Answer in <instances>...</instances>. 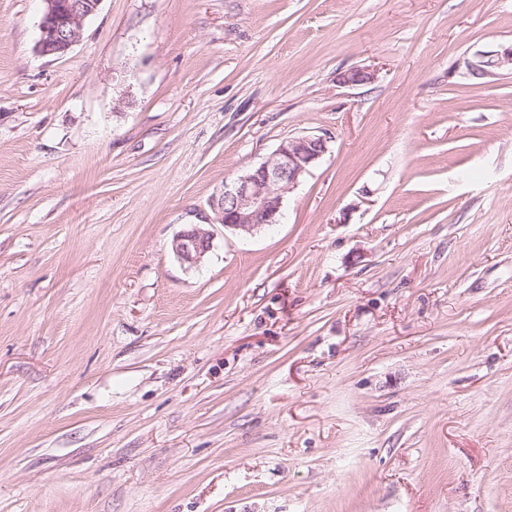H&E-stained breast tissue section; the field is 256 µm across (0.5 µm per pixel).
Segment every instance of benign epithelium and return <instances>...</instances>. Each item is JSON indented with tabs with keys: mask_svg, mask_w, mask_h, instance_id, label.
<instances>
[{
	"mask_svg": "<svg viewBox=\"0 0 512 512\" xmlns=\"http://www.w3.org/2000/svg\"><path fill=\"white\" fill-rule=\"evenodd\" d=\"M101 0H43L36 45L42 56L66 55L80 40L84 22L98 10ZM467 74L475 79L496 77L512 71V46L488 51L477 61L465 62ZM374 79L364 69H351L339 74L344 86H357ZM328 151L323 136L305 135L287 139L279 144L258 166L230 181H224L219 194L211 201L215 218L203 224H190L177 233L171 250L187 271L201 268L212 248L210 227L221 224L244 235L272 224L280 223L284 196L293 189L309 168Z\"/></svg>",
	"mask_w": 512,
	"mask_h": 512,
	"instance_id": "7a95c632",
	"label": "benign epithelium"
}]
</instances>
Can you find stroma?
Instances as JSON below:
<instances>
[{
    "label": "stroma",
    "mask_w": 512,
    "mask_h": 512,
    "mask_svg": "<svg viewBox=\"0 0 512 512\" xmlns=\"http://www.w3.org/2000/svg\"><path fill=\"white\" fill-rule=\"evenodd\" d=\"M42 9L0 0V512H512V74L464 66L512 0H101L60 58ZM328 150L323 136L305 135L282 141L258 166L225 181L211 201L215 218L203 224H188L171 242V250L187 271L201 268L212 248L213 233L207 227L221 224L240 234L251 235L279 224L284 196Z\"/></svg>",
    "instance_id": "stroma-1"
}]
</instances>
